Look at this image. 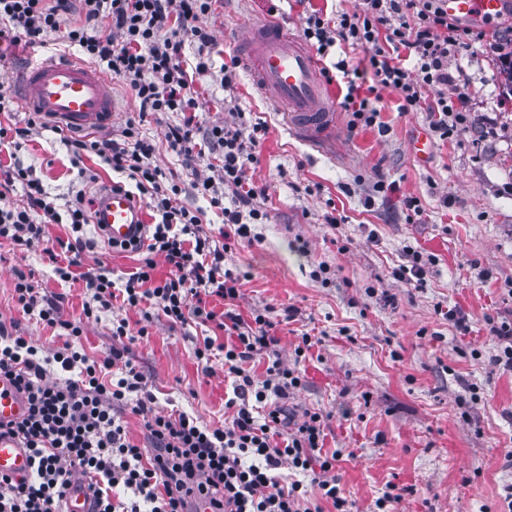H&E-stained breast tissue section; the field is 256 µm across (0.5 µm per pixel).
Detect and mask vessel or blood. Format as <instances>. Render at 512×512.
<instances>
[{
  "mask_svg": "<svg viewBox=\"0 0 512 512\" xmlns=\"http://www.w3.org/2000/svg\"><path fill=\"white\" fill-rule=\"evenodd\" d=\"M449 17L494 21L506 15L507 0H446ZM238 45L253 86L282 112L286 125L314 148L336 138V95L320 78V64L307 45L274 20L251 23ZM23 108L63 123L73 131L111 126L116 109L112 85L94 67L71 57H49L19 69L11 85ZM96 230L112 245L144 239L146 218L136 199L123 191L104 190L95 206ZM28 413L24 396L0 378V424ZM30 470L26 449L0 438V477H23ZM94 489L73 477L62 512H92Z\"/></svg>",
  "mask_w": 512,
  "mask_h": 512,
  "instance_id": "vessel-or-blood-1",
  "label": "vessel or blood"
}]
</instances>
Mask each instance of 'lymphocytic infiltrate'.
Instances as JSON below:
<instances>
[{
    "instance_id": "f902f5d3",
    "label": "lymphocytic infiltrate",
    "mask_w": 512,
    "mask_h": 512,
    "mask_svg": "<svg viewBox=\"0 0 512 512\" xmlns=\"http://www.w3.org/2000/svg\"><path fill=\"white\" fill-rule=\"evenodd\" d=\"M221 2L0 0V42L34 45L54 37L81 60L123 80L141 111L176 113L178 123L165 133L171 151L188 170L196 158L210 155V176L195 178L193 187L208 196L234 239L247 240L252 225L266 217L256 204L266 189L249 182L246 172L257 163L268 128L241 111L229 124L202 128L195 121L193 83L212 70L213 40L201 21ZM443 2L362 0L352 13L330 17L316 9L305 16L304 38L324 60L327 81L340 75L348 79L342 104L354 125L374 126L379 110L373 99L360 95L347 58L332 57L336 46L363 49L366 71L379 87L398 94L401 111L427 112L430 128L440 137L458 133L467 94L449 74L448 58L478 34L449 22ZM189 44L194 52L188 56ZM426 86L438 88L433 100L423 97ZM0 114L9 119L0 123V153L12 158L0 164V240L32 248L41 244L48 225L58 223L60 213L33 167L14 156L48 121L31 112L22 123L12 122L11 99L4 92ZM63 144L72 163L93 155L124 175L135 196L147 200L154 222L147 257L116 290L105 267L74 272L84 247L81 232L89 222L87 205L76 201L67 213L76 238L65 245L67 261L55 265L58 279L82 278L91 293L83 305L88 317L152 300L170 325L192 317L230 335L223 350L224 365L235 378L234 397L227 402L233 414L224 426L213 427L184 412L158 413L143 374L122 351L101 359L88 356L80 325L64 319L56 301L41 295L25 272H17V305L24 313H37L50 331H64L65 340L44 356L0 323V377L12 380L30 404L28 416L0 427V436L18 441L32 459L27 477H0V512H61L76 474L95 481V512H190L196 497L208 499L214 512H352L336 474L342 453L323 450L326 414L307 409L297 415L283 405L303 377L281 361H267L276 341L273 321L262 314L247 321L232 311L241 277L225 268L224 250L214 245L198 212L183 205L175 177L154 164L153 144L132 125L109 138L88 135ZM17 190L23 203L11 199ZM228 193L234 198L229 206L224 203ZM157 253L170 267L163 277L153 259ZM213 296L224 301V312L208 309ZM260 360L267 367L258 384L246 365ZM115 366L121 375L112 380L107 373ZM127 412L141 416L147 445L130 438L123 421ZM285 466L297 472V479H284Z\"/></svg>"
}]
</instances>
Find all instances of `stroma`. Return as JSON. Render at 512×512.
<instances>
[{
  "instance_id": "1",
  "label": "stroma",
  "mask_w": 512,
  "mask_h": 512,
  "mask_svg": "<svg viewBox=\"0 0 512 512\" xmlns=\"http://www.w3.org/2000/svg\"><path fill=\"white\" fill-rule=\"evenodd\" d=\"M360 0H224L204 20L214 39V65L235 54L234 36L252 20L270 17L301 33L313 9L355 11ZM512 39V18L487 30L466 57H449L448 70L467 87L469 123L480 133L442 140L432 135L425 113L399 111L396 93L381 91L379 119L387 127L351 128L338 114L336 144L317 151L295 137L282 115L241 78L237 103L269 127L258 162L247 175L265 185L258 204L265 223L252 241L225 248L224 265L243 274L235 311L244 319L261 313L277 321L271 358L297 365L304 386L288 407L328 413L326 451L342 450L336 473L353 512H374L387 485L403 487L399 512H512V371L491 362L499 344L485 316L512 315V95L504 89L497 44ZM219 73L196 80L201 126L231 121ZM112 93L120 106L116 128L134 122L156 147L155 160L177 173L182 202L203 210V227L223 245L222 219L192 186L190 171L171 152L165 132L172 112L140 115L121 80ZM431 145L427 164L413 161L418 135ZM33 166L59 210L78 196L96 199L117 175L98 158L71 165L52 129L32 136L19 152ZM385 192H375L376 183ZM418 198L408 216L404 197ZM340 222L327 224V211ZM84 265L102 262L115 286L138 266V256L104 244L85 226ZM421 252L423 284L396 280L408 251ZM327 267V280L317 279ZM31 272L35 288L60 302L64 318H80L82 346L102 357L112 350V321L145 317L138 308L81 315L89 300L82 281L62 282L42 250L0 244V322L34 346L54 337L37 315L23 313L13 298L16 270ZM468 315V333L456 331L448 312ZM149 335L130 343V356L155 397L158 412H188L203 423H224L233 377L224 354L199 362L195 347L208 327L188 321L170 326L148 316ZM313 346L304 358L294 350L302 334Z\"/></svg>"
}]
</instances>
